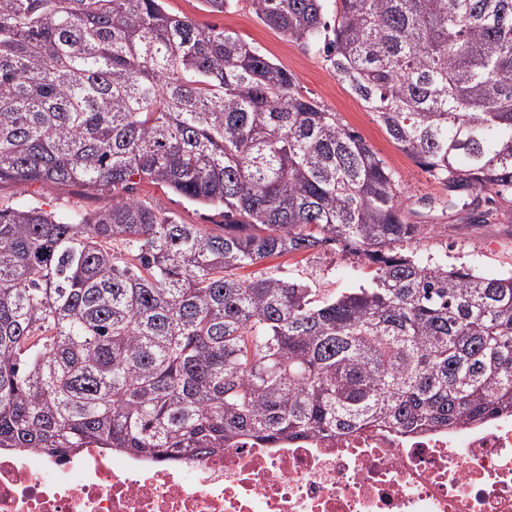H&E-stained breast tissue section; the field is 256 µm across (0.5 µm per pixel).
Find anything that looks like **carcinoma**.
<instances>
[{
	"mask_svg": "<svg viewBox=\"0 0 512 512\" xmlns=\"http://www.w3.org/2000/svg\"><path fill=\"white\" fill-rule=\"evenodd\" d=\"M325 43L338 79L470 224L512 193V0H252ZM147 182L221 207L211 231L131 197L0 209V448L213 454L512 409V272L422 262L386 162L292 73L161 0H0V184ZM372 268L327 299L267 258ZM254 267L247 277L238 270Z\"/></svg>",
	"mask_w": 512,
	"mask_h": 512,
	"instance_id": "cac0c4a2",
	"label": "carcinoma"
}]
</instances>
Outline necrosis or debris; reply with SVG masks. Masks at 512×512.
<instances>
[{
  "label": "necrosis or debris",
  "instance_id": "1",
  "mask_svg": "<svg viewBox=\"0 0 512 512\" xmlns=\"http://www.w3.org/2000/svg\"><path fill=\"white\" fill-rule=\"evenodd\" d=\"M0 512H512V412L453 431L243 437L177 461L1 449Z\"/></svg>",
  "mask_w": 512,
  "mask_h": 512
}]
</instances>
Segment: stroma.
Wrapping results in <instances>:
<instances>
[{"instance_id":"35a3bbf8","label":"stroma","mask_w":512,"mask_h":512,"mask_svg":"<svg viewBox=\"0 0 512 512\" xmlns=\"http://www.w3.org/2000/svg\"><path fill=\"white\" fill-rule=\"evenodd\" d=\"M162 5L168 12L187 17L199 30L224 29L251 43L271 61L291 72L303 94L337 113L343 124L366 140L392 169L401 190L403 207L422 214L427 234L417 243L416 253L423 261L456 268L464 266L487 275L512 271V223L468 224L456 212L443 209L447 189L400 150L374 115L338 81L323 44L289 41L257 17L251 0H230L229 7L221 13L211 12L204 0H162ZM122 195L119 189L110 191L81 185L47 189L38 184L19 188L2 183L0 209L38 206L60 214L91 213ZM130 195L150 202L184 224H203L211 228L224 221L223 209L196 205L157 185L135 184ZM265 264L289 278L305 281L322 296L368 283L370 278L367 266L332 248L325 249L312 261L290 254L266 259Z\"/></svg>"}]
</instances>
